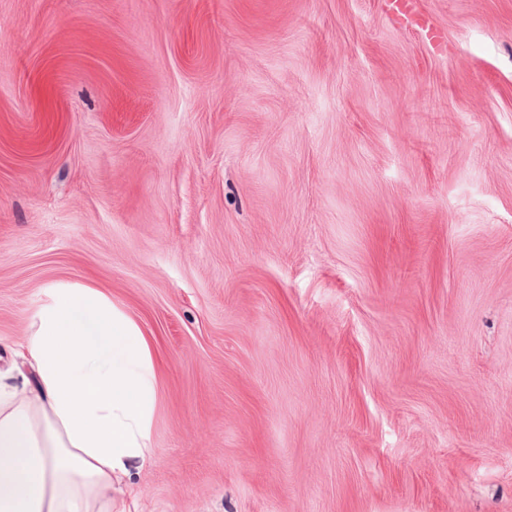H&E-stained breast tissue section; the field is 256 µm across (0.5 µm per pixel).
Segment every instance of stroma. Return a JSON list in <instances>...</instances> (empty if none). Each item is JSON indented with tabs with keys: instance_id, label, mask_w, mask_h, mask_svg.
Returning <instances> with one entry per match:
<instances>
[{
	"instance_id": "stroma-1",
	"label": "stroma",
	"mask_w": 512,
	"mask_h": 512,
	"mask_svg": "<svg viewBox=\"0 0 512 512\" xmlns=\"http://www.w3.org/2000/svg\"><path fill=\"white\" fill-rule=\"evenodd\" d=\"M414 5L0 0V370L138 322L137 512H512V0Z\"/></svg>"
}]
</instances>
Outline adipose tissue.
Masks as SVG:
<instances>
[{
	"mask_svg": "<svg viewBox=\"0 0 512 512\" xmlns=\"http://www.w3.org/2000/svg\"><path fill=\"white\" fill-rule=\"evenodd\" d=\"M17 353L28 375H0V512H131L158 401L140 325L102 290L58 282Z\"/></svg>",
	"mask_w": 512,
	"mask_h": 512,
	"instance_id": "ef3b65f1",
	"label": "adipose tissue"
}]
</instances>
